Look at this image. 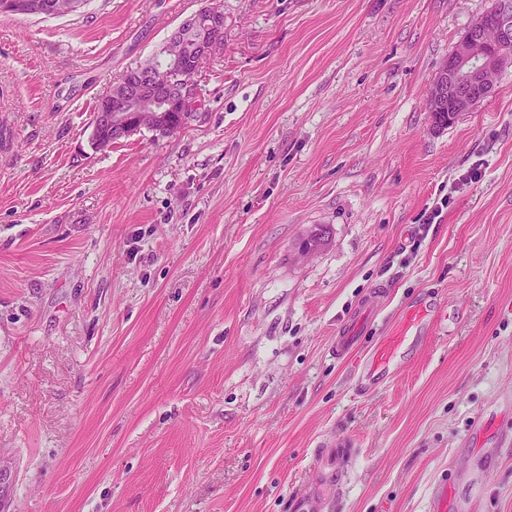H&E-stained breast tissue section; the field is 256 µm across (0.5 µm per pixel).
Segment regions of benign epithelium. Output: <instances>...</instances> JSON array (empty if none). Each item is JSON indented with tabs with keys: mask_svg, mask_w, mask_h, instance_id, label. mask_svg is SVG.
Instances as JSON below:
<instances>
[{
	"mask_svg": "<svg viewBox=\"0 0 512 512\" xmlns=\"http://www.w3.org/2000/svg\"><path fill=\"white\" fill-rule=\"evenodd\" d=\"M81 0H6V7L15 15L50 12L73 15ZM224 21V10L212 0L209 6L194 14L189 31L201 45L199 58L191 68L178 70L175 80L181 89V98H168V72L185 50L184 36L171 35L164 44L166 66L148 63L141 68L145 82L122 98V111L135 112L126 118L119 132L128 135L152 123L153 115L178 109L186 112L195 105L198 78L205 64L218 49L209 38V32ZM512 63V0H493L492 6L471 26L468 34L455 46L448 59L436 72L429 94V112L433 117L451 110L469 112L484 100L495 86L503 67Z\"/></svg>",
	"mask_w": 512,
	"mask_h": 512,
	"instance_id": "7a95c632",
	"label": "benign epithelium"
}]
</instances>
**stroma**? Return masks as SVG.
Masks as SVG:
<instances>
[{"mask_svg": "<svg viewBox=\"0 0 512 512\" xmlns=\"http://www.w3.org/2000/svg\"><path fill=\"white\" fill-rule=\"evenodd\" d=\"M207 3L0 15V512H512V65L428 110L491 0H222L195 121L96 150ZM414 322L415 321H413L409 327L407 326L406 331H402L396 336H389L387 340L380 345L374 354L366 361L362 370L363 377L376 376L390 367L395 361L399 350L404 345L409 331L415 325Z\"/></svg>", "mask_w": 512, "mask_h": 512, "instance_id": "1", "label": "stroma"}]
</instances>
